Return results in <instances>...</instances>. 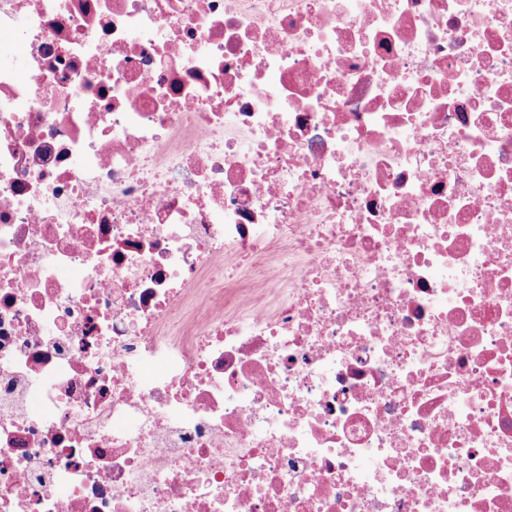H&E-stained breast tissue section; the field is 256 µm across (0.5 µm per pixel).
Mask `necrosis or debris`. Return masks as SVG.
Segmentation results:
<instances>
[{
  "label": "necrosis or debris",
  "mask_w": 512,
  "mask_h": 512,
  "mask_svg": "<svg viewBox=\"0 0 512 512\" xmlns=\"http://www.w3.org/2000/svg\"><path fill=\"white\" fill-rule=\"evenodd\" d=\"M0 512H512V0H0Z\"/></svg>",
  "instance_id": "1"
}]
</instances>
